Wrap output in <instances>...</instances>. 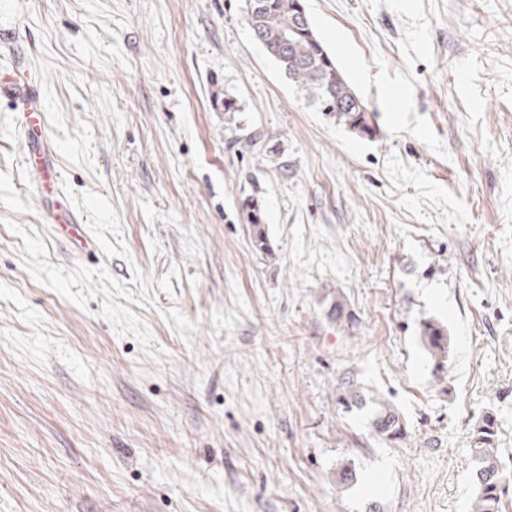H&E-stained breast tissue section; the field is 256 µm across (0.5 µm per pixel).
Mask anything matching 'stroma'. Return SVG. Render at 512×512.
<instances>
[{
  "label": "stroma",
  "mask_w": 512,
  "mask_h": 512,
  "mask_svg": "<svg viewBox=\"0 0 512 512\" xmlns=\"http://www.w3.org/2000/svg\"><path fill=\"white\" fill-rule=\"evenodd\" d=\"M242 5L0 0V512H470L488 411L512 468V0H305L370 138ZM23 80L86 247L21 165ZM348 379L404 442L343 411ZM419 337L428 357L431 375L438 382L445 381L448 376V359L451 354L447 328L433 319L423 321ZM345 386L338 396V402L346 409L365 411L368 416L370 433L386 442L401 443L409 432L399 410L377 394H366L355 387L354 380L343 382Z\"/></svg>",
  "instance_id": "1"
}]
</instances>
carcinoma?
<instances>
[{
	"instance_id": "carcinoma-1",
	"label": "carcinoma",
	"mask_w": 512,
	"mask_h": 512,
	"mask_svg": "<svg viewBox=\"0 0 512 512\" xmlns=\"http://www.w3.org/2000/svg\"><path fill=\"white\" fill-rule=\"evenodd\" d=\"M294 0H265L264 7L255 15L249 14L248 6L243 12L253 35L266 52L277 62L282 71L308 99L320 106L344 125L349 131L361 136L374 135V125L365 104L360 100L344 76L332 61L322 62L321 53L326 51L315 32L293 37L283 44L281 37L288 30L291 20L296 18ZM249 223L256 229V246H265L262 231V212L256 204L246 206ZM420 342L427 354L431 375L443 382L448 376V359L451 343L447 328L433 319L421 323ZM338 402L346 409L367 413L370 433L386 442L401 443L408 436V429L399 410L375 394H366L354 386V381L344 382ZM473 468L471 481L475 497L471 512H500L505 486L502 485L504 464L498 448L496 415L486 412L475 423L470 433ZM338 483L349 486L357 481L355 464L343 462L337 469Z\"/></svg>"
}]
</instances>
